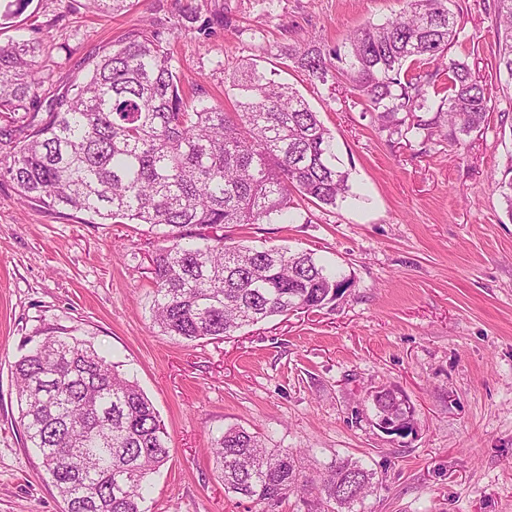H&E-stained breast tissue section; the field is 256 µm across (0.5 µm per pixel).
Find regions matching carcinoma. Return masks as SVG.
Here are the masks:
<instances>
[{"label":"carcinoma","instance_id":"carcinoma-1","mask_svg":"<svg viewBox=\"0 0 512 512\" xmlns=\"http://www.w3.org/2000/svg\"><path fill=\"white\" fill-rule=\"evenodd\" d=\"M121 13L130 0H91ZM496 69L512 78V0H493ZM449 0H403L399 14L367 22L346 52L315 42L288 50L312 81L344 79L352 103L389 134L448 126L481 131L495 110L486 82L449 56L459 41ZM40 45L0 43V114L29 110L44 82ZM277 70L249 62L226 79L236 111L184 91L160 32L144 30L101 58L30 133L7 173L22 198L96 221L145 224L162 239L150 257V312L161 332L186 342L222 340L295 309L335 304L351 279L311 251L258 250L224 229L294 224L302 204L336 206L352 195L335 137ZM421 112H431L425 119ZM512 221V167L498 180ZM26 440L65 504L64 512H142L146 482L169 460L166 432L137 383L93 347L47 336L14 363ZM395 386L367 396L376 417L414 419ZM224 491L256 504L290 495L308 512H365L376 472L336 456L324 464L262 435L230 427L214 439Z\"/></svg>","mask_w":512,"mask_h":512}]
</instances>
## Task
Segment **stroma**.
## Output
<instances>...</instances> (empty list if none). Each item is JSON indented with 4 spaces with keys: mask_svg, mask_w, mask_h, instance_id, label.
Segmentation results:
<instances>
[{
    "mask_svg": "<svg viewBox=\"0 0 512 512\" xmlns=\"http://www.w3.org/2000/svg\"><path fill=\"white\" fill-rule=\"evenodd\" d=\"M195 14L186 17L184 2ZM492 0H456L463 28L453 56L493 88L502 109L512 81L495 69ZM402 0H132L103 17L91 0H29L0 17V40L39 42L46 76L38 110L83 79L101 56L146 26L161 31L184 88L226 103L242 64L279 69L320 114L351 173L353 197L312 205L305 222L255 224L234 237L313 251L352 285L336 305L297 310L225 340L163 334L149 313L144 224H90L83 214L23 202L6 169L24 119L0 114V512H63L26 442L12 368L48 335L87 341L152 401L170 458L151 478L148 512H306L289 497L270 508L225 493L214 439L259 431L271 448L327 462L361 459L378 473L367 512H512V221L495 184L512 163V115L450 139L379 130L343 83L280 70L289 47L317 38L343 48L350 31L397 14ZM403 390L414 430H381L367 392Z\"/></svg>",
    "mask_w": 512,
    "mask_h": 512,
    "instance_id": "1",
    "label": "stroma"
}]
</instances>
